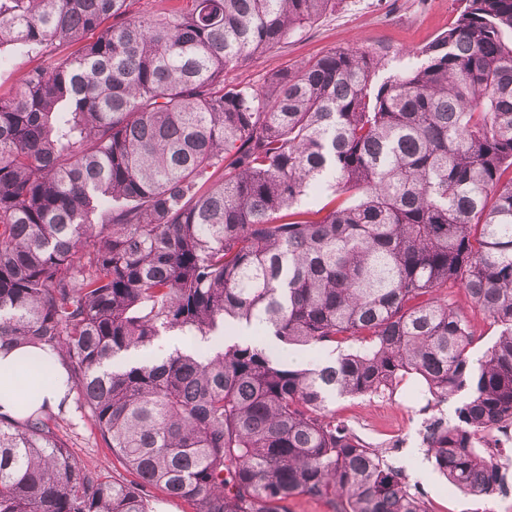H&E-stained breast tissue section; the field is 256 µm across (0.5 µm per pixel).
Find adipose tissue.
I'll list each match as a JSON object with an SVG mask.
<instances>
[{"label":"adipose tissue","mask_w":512,"mask_h":512,"mask_svg":"<svg viewBox=\"0 0 512 512\" xmlns=\"http://www.w3.org/2000/svg\"><path fill=\"white\" fill-rule=\"evenodd\" d=\"M75 391L59 356L31 346L0 349V417L20 421L38 409L60 410Z\"/></svg>","instance_id":"adipose-tissue-1"}]
</instances>
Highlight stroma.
<instances>
[{
    "mask_svg": "<svg viewBox=\"0 0 512 512\" xmlns=\"http://www.w3.org/2000/svg\"><path fill=\"white\" fill-rule=\"evenodd\" d=\"M459 0H340L335 13L295 32L285 44L228 71L226 82L262 84L272 74L297 67L338 47H357L399 60L432 42L457 14ZM0 65V98L16 95L24 75L50 66L47 54L8 52ZM427 398L415 385L392 395L345 397L332 408L367 442L382 448L388 462L418 485L435 512H476L479 499L452 491L428 459L422 443ZM59 436L81 464L117 477L126 471L77 405L58 418Z\"/></svg>",
    "mask_w": 512,
    "mask_h": 512,
    "instance_id": "35a3bbf8",
    "label": "stroma"
}]
</instances>
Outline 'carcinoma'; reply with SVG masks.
I'll return each instance as SVG.
<instances>
[{"label":"carcinoma","mask_w":512,"mask_h":512,"mask_svg":"<svg viewBox=\"0 0 512 512\" xmlns=\"http://www.w3.org/2000/svg\"><path fill=\"white\" fill-rule=\"evenodd\" d=\"M337 2L0 0V64L80 45L0 100V347L54 350L136 477L81 465L48 418H0V512H149L153 489L190 512H429L330 408L410 379L453 405L424 425L438 471L503 487L485 445L512 430V0H460L396 68L345 48L226 82ZM323 183L331 206L298 208ZM450 288L497 327L477 359ZM227 326L317 359L211 346ZM171 332L190 343L142 355Z\"/></svg>","instance_id":"carcinoma-1"}]
</instances>
